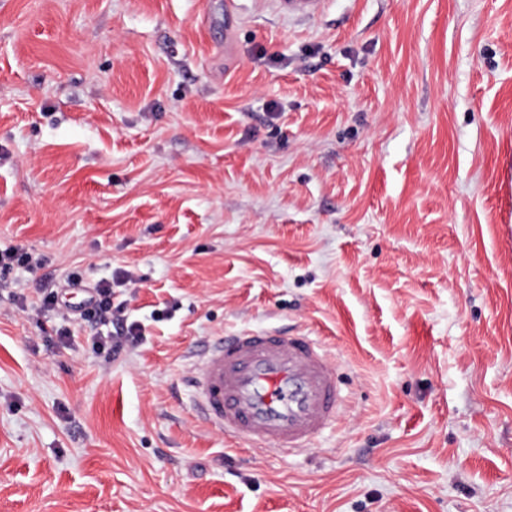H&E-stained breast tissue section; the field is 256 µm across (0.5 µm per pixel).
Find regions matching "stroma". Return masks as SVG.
I'll return each instance as SVG.
<instances>
[{
	"mask_svg": "<svg viewBox=\"0 0 512 512\" xmlns=\"http://www.w3.org/2000/svg\"><path fill=\"white\" fill-rule=\"evenodd\" d=\"M9 247L0 512H512V0H0ZM118 270L105 363L37 285ZM266 328L337 370L301 452L182 383ZM280 13L310 19L323 12L327 0H274ZM41 265L40 260L33 257L31 253L25 252L22 248L13 247L0 251V288L9 287L6 278L7 274L14 267L38 268Z\"/></svg>",
	"mask_w": 512,
	"mask_h": 512,
	"instance_id": "1",
	"label": "stroma"
}]
</instances>
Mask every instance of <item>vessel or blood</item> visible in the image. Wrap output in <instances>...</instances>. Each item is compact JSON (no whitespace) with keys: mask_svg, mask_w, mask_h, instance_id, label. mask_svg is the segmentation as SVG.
Returning a JSON list of instances; mask_svg holds the SVG:
<instances>
[{"mask_svg":"<svg viewBox=\"0 0 512 512\" xmlns=\"http://www.w3.org/2000/svg\"><path fill=\"white\" fill-rule=\"evenodd\" d=\"M310 19L326 0H275ZM197 414L258 448L299 451L335 421L342 397L323 346L306 335L245 330L212 340L185 379Z\"/></svg>","mask_w":512,"mask_h":512,"instance_id":"vessel-or-blood-1","label":"vessel or blood"}]
</instances>
